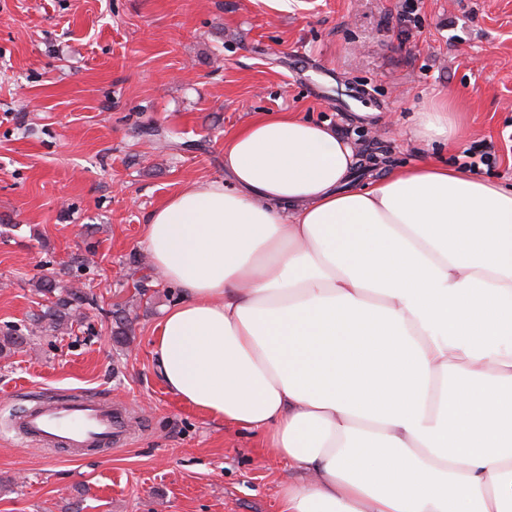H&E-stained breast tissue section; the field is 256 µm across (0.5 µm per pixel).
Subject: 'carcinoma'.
Instances as JSON below:
<instances>
[{
	"mask_svg": "<svg viewBox=\"0 0 512 512\" xmlns=\"http://www.w3.org/2000/svg\"><path fill=\"white\" fill-rule=\"evenodd\" d=\"M47 299L39 312L31 317L27 333L19 329H9L0 335V357H8L31 336H63L69 333L86 311L97 306V296L83 288H62L51 278L42 279L36 288ZM113 326L111 335L118 344H126L133 335V318L130 310L121 309L112 312Z\"/></svg>",
	"mask_w": 512,
	"mask_h": 512,
	"instance_id": "obj_1",
	"label": "carcinoma"
}]
</instances>
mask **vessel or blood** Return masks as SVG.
Instances as JSON below:
<instances>
[{
	"label": "vessel or blood",
	"mask_w": 512,
	"mask_h": 512,
	"mask_svg": "<svg viewBox=\"0 0 512 512\" xmlns=\"http://www.w3.org/2000/svg\"><path fill=\"white\" fill-rule=\"evenodd\" d=\"M112 410L90 398L35 407L21 418L20 434L42 446L94 448L112 442Z\"/></svg>",
	"instance_id": "obj_1"
}]
</instances>
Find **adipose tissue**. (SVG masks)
I'll return each instance as SVG.
<instances>
[{
	"label": "adipose tissue",
	"instance_id": "adipose-tissue-1",
	"mask_svg": "<svg viewBox=\"0 0 512 512\" xmlns=\"http://www.w3.org/2000/svg\"><path fill=\"white\" fill-rule=\"evenodd\" d=\"M454 104L418 142L456 145ZM328 124L250 121L221 180L150 211L178 296L154 329L168 391L262 436L281 512H512V186L424 160L351 184Z\"/></svg>",
	"mask_w": 512,
	"mask_h": 512
}]
</instances>
